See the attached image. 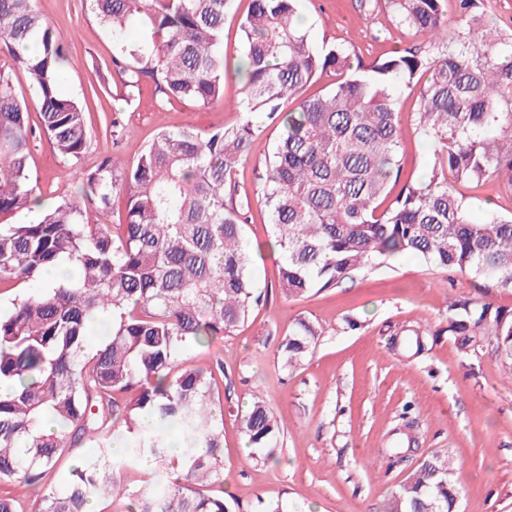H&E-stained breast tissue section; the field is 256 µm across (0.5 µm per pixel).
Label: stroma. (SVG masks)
Masks as SVG:
<instances>
[{
  "label": "stroma",
  "instance_id": "1",
  "mask_svg": "<svg viewBox=\"0 0 512 512\" xmlns=\"http://www.w3.org/2000/svg\"><path fill=\"white\" fill-rule=\"evenodd\" d=\"M38 7L68 46L65 91L79 97L90 87L101 89L88 104L93 140L83 169H95L112 155L134 161L164 127L190 124L205 133L238 122L232 103L242 86L232 79L224 84L223 102L207 107L178 100L158 105L149 84L139 99L126 102L112 39L85 0H38ZM300 14L315 45H336L367 64L396 51L429 48L427 40L395 21L386 0H301ZM0 69L11 71L27 103L33 178L50 200L70 196L75 179L38 131L39 108L25 73L1 52ZM396 107L404 130L401 179L414 182L424 177L431 152L414 121L418 86L399 90ZM115 117L123 127L117 138L106 130ZM274 136L269 129L255 139L236 177V205L247 218L244 238L253 245L270 236L261 176ZM457 192L473 219H483L490 209L512 216V183L506 177L461 183ZM252 269L264 292L261 305L235 335L187 353L198 365L217 358L224 363V483L239 512H253L260 503L287 512H383L416 466L411 460L388 468L378 453L408 405L419 419L418 458L447 454L457 464L461 512H512V361L486 349L474 367H465L453 342L440 333L448 297L512 308V288L402 255L289 300L278 288L274 258H256ZM297 318L320 325L323 336L313 357L287 372L278 363V345ZM404 325L431 332L426 351L410 362L389 348ZM256 394L282 429L274 462L256 461L243 448L241 414Z\"/></svg>",
  "mask_w": 512,
  "mask_h": 512
}]
</instances>
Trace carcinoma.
Wrapping results in <instances>:
<instances>
[{"label":"carcinoma","instance_id":"1","mask_svg":"<svg viewBox=\"0 0 512 512\" xmlns=\"http://www.w3.org/2000/svg\"><path fill=\"white\" fill-rule=\"evenodd\" d=\"M87 2L112 37L126 101L148 83L162 104L208 106L224 100L232 72L243 84L234 104L241 117L207 134L163 128L131 164L112 158L75 171L81 198L0 224V286L38 284L0 312V483L36 487L89 444L98 455L59 473L37 512H87L101 499L123 512H237L234 498L210 493L224 477L223 362L192 365L184 354L235 335L263 298L251 275L261 246L245 241L242 213L230 206L253 138L279 129L263 196L285 297L334 287L398 255L512 288V218L492 211L477 223L456 191L493 175L512 181V38L486 27L473 36L478 18L450 22L442 0H387L398 23L437 53L406 50L366 66L336 46L313 47L294 24L300 0H251L232 69L224 55L232 0ZM133 24L140 42L127 37ZM28 42L36 54L19 50ZM0 50L27 73L43 132L76 166L91 138L88 99L63 91L68 46L37 0H0ZM327 69L336 85L302 96ZM415 81L423 82L417 130L434 146L430 171L393 196L403 136L394 91ZM29 159L27 104L0 71L1 217L38 200ZM124 190V223H90L87 205L105 212ZM440 332L464 365L486 345L512 360V309L453 299ZM96 333L101 344L89 352ZM322 333L295 320L278 349L281 368L302 366ZM427 336L403 329L391 348L413 357ZM242 432L256 458L277 459L281 428L262 398L242 414ZM412 444L397 431L382 454L395 464ZM129 469L141 474L134 489ZM460 495L453 458L434 454L386 512H459Z\"/></svg>","mask_w":512,"mask_h":512}]
</instances>
